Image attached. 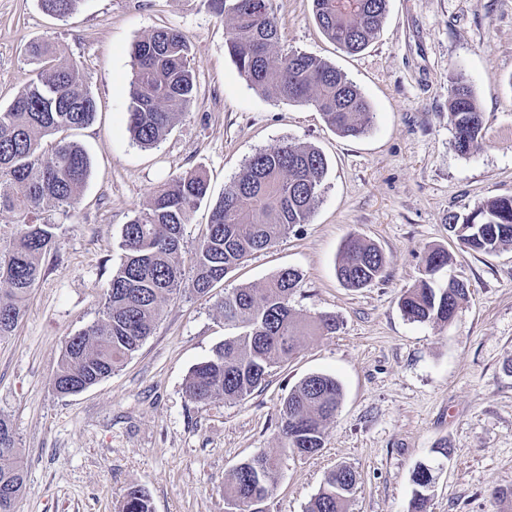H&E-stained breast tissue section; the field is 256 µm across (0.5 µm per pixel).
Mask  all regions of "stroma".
<instances>
[{"label": "stroma", "instance_id": "1", "mask_svg": "<svg viewBox=\"0 0 512 512\" xmlns=\"http://www.w3.org/2000/svg\"><path fill=\"white\" fill-rule=\"evenodd\" d=\"M281 46L344 72L375 114L361 138L340 136L313 103L253 89L227 48L229 18L201 0H78L69 17L39 0H0V108L30 78L25 47L52 39L97 103L71 131L91 170L61 224L43 274L12 336L0 340V416L25 463L19 512H118L129 486L153 512H228L234 468L263 451L279 461L261 512H306L325 474H357L346 512H410L412 474L434 470L430 512H512V245L487 255L464 247L445 218L512 196V0H388L377 38L349 55L321 32L311 0H270ZM191 43L195 98L154 149L126 128L134 45L160 28ZM463 71L485 116L463 155L448 123V76ZM286 142L318 148L329 170L308 223L250 256L203 297L176 295L121 370L76 395L55 392L67 337L98 318V301L122 252L123 224L169 177L205 171L211 199L257 152ZM359 236L386 257L382 280L352 290L336 278L343 243ZM453 258L447 275L469 297L446 325L413 322L398 301L429 248ZM303 274L292 297L305 317L332 316L335 334L303 336L288 361L242 400L191 402L185 383L229 335L219 309L234 289L261 287L281 269ZM314 373L335 376L343 400L322 449L300 457L278 439L290 390ZM448 445L449 457L437 449Z\"/></svg>", "mask_w": 512, "mask_h": 512}]
</instances>
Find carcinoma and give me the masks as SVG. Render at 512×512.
<instances>
[{
  "label": "carcinoma",
  "instance_id": "1",
  "mask_svg": "<svg viewBox=\"0 0 512 512\" xmlns=\"http://www.w3.org/2000/svg\"><path fill=\"white\" fill-rule=\"evenodd\" d=\"M212 12L231 20L227 46L239 73L255 89L285 101H310L326 123L345 137L358 138L370 128L374 113L362 91L341 70L303 51H282L280 29L270 0H202ZM316 23L342 51L356 54L379 33L387 0H311ZM77 0H40L59 19ZM187 36L173 28L153 32L132 50L128 130L142 146H157L189 109L195 77ZM32 78L12 103L0 108V211L18 215L17 231L0 244V339L14 332L25 302L41 277L43 257L56 244L58 217H67L80 200L91 162L84 148L63 139L43 147L57 133L90 125L96 100L76 81L74 67L60 60L58 46L34 40L25 48ZM448 122L455 149L467 155L484 128V114L461 72L449 77ZM328 171L323 154L309 145L284 143L255 154L244 172L212 207L209 224L190 257L182 258L184 229L209 185L196 170L158 186L149 207L123 225V258L101 298L100 317L65 341L53 389L66 396L120 370L150 336L161 305L181 292L206 295L252 254L266 250L296 225L305 224L319 199ZM448 230L468 249L484 254L512 245V196L488 200L464 217L450 213ZM451 260L447 250L431 248L422 276L401 296L404 316L413 322L448 324L468 297L455 280L439 281ZM386 258L373 243L352 236L345 241L336 277L345 287L361 289L383 277ZM191 275H186V272ZM302 279L285 268L261 288L242 287L224 295V325L235 334L224 338L206 360L196 364L185 393L194 403L238 400L250 395L269 369L291 358L299 336H327L338 323L331 316L305 320L291 298ZM343 398L340 382L311 374L288 394L279 413L283 446L300 455L323 448L325 423ZM279 462L260 452L241 462L224 488L236 512H253L277 486ZM357 482L355 472L338 465L328 471L306 512H345ZM411 512H429L432 469L412 476ZM25 471L16 433L0 418V512H18ZM120 512H153L140 487L125 492Z\"/></svg>",
  "mask_w": 512,
  "mask_h": 512
}]
</instances>
